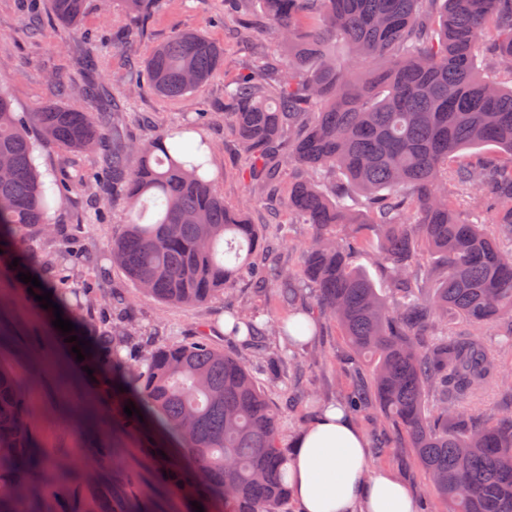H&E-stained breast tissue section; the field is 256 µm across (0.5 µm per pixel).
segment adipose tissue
Masks as SVG:
<instances>
[{
    "label": "adipose tissue",
    "instance_id": "obj_1",
    "mask_svg": "<svg viewBox=\"0 0 512 512\" xmlns=\"http://www.w3.org/2000/svg\"><path fill=\"white\" fill-rule=\"evenodd\" d=\"M286 468L300 512H417L408 485L371 465L365 434L340 404L323 406L296 435Z\"/></svg>",
    "mask_w": 512,
    "mask_h": 512
}]
</instances>
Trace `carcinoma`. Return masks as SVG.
<instances>
[{"instance_id": "1", "label": "carcinoma", "mask_w": 512, "mask_h": 512, "mask_svg": "<svg viewBox=\"0 0 512 512\" xmlns=\"http://www.w3.org/2000/svg\"><path fill=\"white\" fill-rule=\"evenodd\" d=\"M285 55H256L224 87L252 182L294 171L284 201L313 228L299 274L273 284L292 314L296 277L314 290L320 313L337 321L353 354L368 362L353 407H377L404 433L427 474L438 512H512V418L475 417L471 408L505 387L512 355V0H259ZM85 0H51L78 20ZM352 63L336 64V41ZM224 50L177 33L152 50L149 84L184 98L218 73ZM38 129L30 137L26 123ZM179 127L135 145L112 127L105 164L129 205L112 261L156 300L195 304L251 269L261 246L255 225L224 204L211 175L212 143ZM105 129L92 112L47 107L18 115L0 80V253L24 231L48 227L62 199L37 163L42 144L86 150ZM492 146L496 155L454 167L456 153ZM333 177L331 192L319 182ZM365 197V211L347 203ZM478 197L487 223L465 218ZM370 250L388 273L387 295L353 266ZM231 335L256 346L291 324L231 315ZM492 326L496 339L476 331ZM142 363H118L114 400L144 407L112 412V462L128 490L112 512H137L138 480L123 467L134 428L162 431L204 477L195 487L178 461L166 473L178 491L219 512H281L288 499L279 433L282 411L245 364L202 341L152 347ZM124 390H119V387ZM28 387L0 366V512H55L48 486L82 480L81 468L37 458Z\"/></svg>"}]
</instances>
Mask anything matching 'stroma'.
<instances>
[{"label": "stroma", "mask_w": 512, "mask_h": 512, "mask_svg": "<svg viewBox=\"0 0 512 512\" xmlns=\"http://www.w3.org/2000/svg\"><path fill=\"white\" fill-rule=\"evenodd\" d=\"M177 31H197L219 43L224 65L188 97L168 99L148 86L143 67L154 47ZM272 47L262 18L251 16L249 25H242L238 13L225 10L224 0H153L140 17L130 15L122 0H86L83 16L71 25L58 20L49 0H0V78L8 80L17 111L55 105L94 112L95 98L101 95L116 102L117 117L131 140L147 142L159 132L193 126L214 144L211 169L225 204L246 207L260 232L263 252L253 259L259 273L266 269L267 250L283 268H296L297 250L312 234L311 226L282 204L292 181L289 170H282L273 191L252 185L241 144L224 118L225 84L247 70L254 52ZM91 87L96 96H88ZM111 146L107 137L84 153L56 146L41 149L39 169L48 177L79 170L89 180L71 185L51 214L50 230H28L22 247L31 269L41 272L52 266L67 275L63 308L78 312L74 333L86 341L87 350L75 355L53 326V314L38 301L22 296L20 289L0 288V364L33 380L37 398L31 426L40 451L60 460L81 458L93 472L92 479L52 492L58 512H83L114 473L108 453L112 415L89 383L87 367L108 377L113 362L130 361L137 347L201 339L237 355L242 346L225 334V316L240 309L261 321L288 315L274 291L256 289L248 275L202 304L174 305L146 296L106 250L124 231L128 211L125 197L113 190L102 169ZM116 293L126 300L123 308L112 306ZM319 323L318 335L296 349L283 336H270V345L290 358L279 371L260 358L247 359L258 385L285 412L280 431L284 447L324 404L346 399L355 386L358 364L340 327L325 317ZM354 421L368 439L372 465L390 468L408 484L418 512H435L428 477L407 436L374 408L355 415ZM146 443L145 437H131L132 453L126 459L142 475L141 512H190L182 498L164 488Z\"/></svg>", "instance_id": "obj_1"}]
</instances>
